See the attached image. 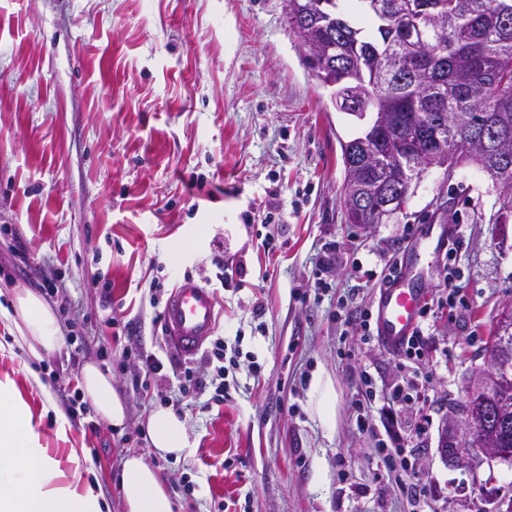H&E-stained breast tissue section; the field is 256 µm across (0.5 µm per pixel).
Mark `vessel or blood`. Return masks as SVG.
Segmentation results:
<instances>
[{
  "instance_id": "1",
  "label": "vessel or blood",
  "mask_w": 512,
  "mask_h": 512,
  "mask_svg": "<svg viewBox=\"0 0 512 512\" xmlns=\"http://www.w3.org/2000/svg\"><path fill=\"white\" fill-rule=\"evenodd\" d=\"M458 230L448 224L421 225L414 249V258L400 266L381 287L376 329L384 348L401 351L415 332L421 317L426 290V272L418 256L441 250L454 240ZM217 322L216 298L191 277L180 279L172 288L163 310L164 333L182 354L197 353L213 336Z\"/></svg>"
}]
</instances>
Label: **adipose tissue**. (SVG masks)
I'll use <instances>...</instances> for the list:
<instances>
[{
  "label": "adipose tissue",
  "mask_w": 512,
  "mask_h": 512,
  "mask_svg": "<svg viewBox=\"0 0 512 512\" xmlns=\"http://www.w3.org/2000/svg\"><path fill=\"white\" fill-rule=\"evenodd\" d=\"M13 314L7 315L17 334L14 344L27 348L32 360L56 350L62 330L55 312L35 292L16 291ZM82 392L97 414L112 427H123L126 407L112 388V376L93 363L81 370ZM153 448L160 455L181 456L188 446L186 423L161 408L147 422ZM121 490L127 512H174V502L158 473L140 456H126ZM0 512H109L92 484L79 472L61 468L32 425L28 405L13 381L0 379Z\"/></svg>",
  "instance_id": "1"
}]
</instances>
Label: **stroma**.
I'll return each mask as SVG.
<instances>
[{
  "label": "stroma",
  "mask_w": 512,
  "mask_h": 512,
  "mask_svg": "<svg viewBox=\"0 0 512 512\" xmlns=\"http://www.w3.org/2000/svg\"><path fill=\"white\" fill-rule=\"evenodd\" d=\"M365 128L313 77L284 0H0V308L14 289L56 284L63 331L84 338L78 358L63 344L35 363L0 323V379L54 458L86 450L79 471L110 512H126L129 454L178 512H413L412 480L423 512L512 499V463L451 467L439 453L448 406L512 301V217L465 164L450 179L428 168L405 212L348 223L341 145ZM431 220L457 226V247L422 259L429 338L409 358L365 335L360 315ZM186 276L214 291L216 335L239 351L221 403L182 398L184 368H206L169 346L151 301L152 280L169 290ZM140 350L179 403L180 458L142 436L160 402L134 388ZM88 363L111 372L127 421L71 417L58 440L56 412ZM317 374L336 389L331 430L310 403ZM409 380L424 398L391 400ZM382 440L407 469L384 464Z\"/></svg>",
  "instance_id": "stroma-1"
}]
</instances>
